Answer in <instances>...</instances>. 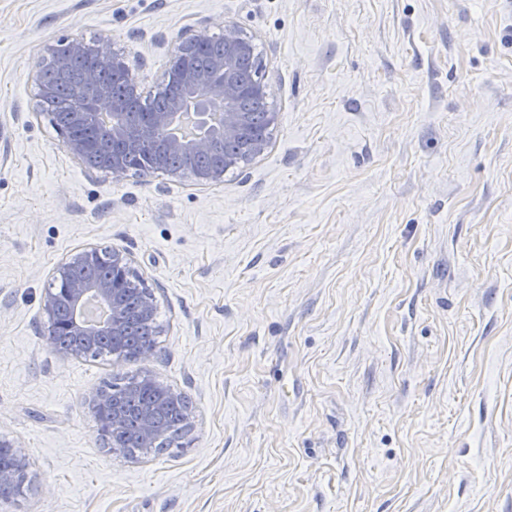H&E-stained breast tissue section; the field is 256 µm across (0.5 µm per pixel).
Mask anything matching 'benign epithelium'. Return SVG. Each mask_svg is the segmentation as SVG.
I'll return each instance as SVG.
<instances>
[{
    "mask_svg": "<svg viewBox=\"0 0 512 512\" xmlns=\"http://www.w3.org/2000/svg\"><path fill=\"white\" fill-rule=\"evenodd\" d=\"M224 53L214 59L213 70L224 74L213 80L194 69L191 56L201 37H179L175 43L171 63L162 87L176 84L181 95L174 98L167 109L152 112L148 124L130 127L121 120L126 108V98L115 96L98 81V70L110 67L113 71L129 76V69L121 53L115 50L112 40L103 38L89 45L80 39L67 42V52L58 48L48 49L35 74L39 95L53 93L46 75L51 70L66 71L74 60L87 59L91 65L85 71L78 94L84 99L85 111L110 117L111 139L124 146L103 159L96 168L121 176L136 168L135 153L139 144L151 133L159 135L156 147L158 165L155 171L171 177H191L201 184L224 183V173L231 167L248 165L261 156L270 144L269 136L257 134L249 125L248 115L236 108V103L246 94L267 96V85L258 80L243 86L237 80L236 64L253 53L251 40L233 25H224ZM183 120L191 127L187 135L174 132L177 121ZM66 151L77 160L87 158L95 150L89 141L65 138ZM98 256L94 248L85 249L62 264L57 272L58 285L46 290L43 299L45 326L43 336L53 349L59 348L57 336L64 331L84 343L102 336L117 335L124 321L122 295L126 287L137 278L131 260L119 251H112L108 259L112 264V279L95 281L78 275L81 268ZM92 296L111 311L107 321L90 323L82 319L81 301ZM1 448H9L15 454V469H0V496L7 495L17 477H27L28 463L25 455L14 443L0 439Z\"/></svg>",
    "mask_w": 512,
    "mask_h": 512,
    "instance_id": "benign-epithelium-1",
    "label": "benign epithelium"
}]
</instances>
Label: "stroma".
Instances as JSON below:
<instances>
[{
	"label": "stroma",
	"instance_id": "1",
	"mask_svg": "<svg viewBox=\"0 0 512 512\" xmlns=\"http://www.w3.org/2000/svg\"><path fill=\"white\" fill-rule=\"evenodd\" d=\"M228 23L277 120L223 185L92 169L38 112L60 41L148 93ZM105 245L157 300L134 365L43 336ZM134 368L190 397L188 447L104 452L87 396ZM0 436L29 463L0 512H512V5L0 0Z\"/></svg>",
	"mask_w": 512,
	"mask_h": 512
}]
</instances>
